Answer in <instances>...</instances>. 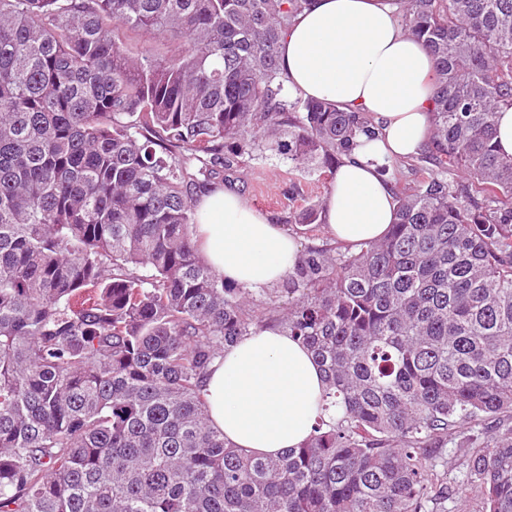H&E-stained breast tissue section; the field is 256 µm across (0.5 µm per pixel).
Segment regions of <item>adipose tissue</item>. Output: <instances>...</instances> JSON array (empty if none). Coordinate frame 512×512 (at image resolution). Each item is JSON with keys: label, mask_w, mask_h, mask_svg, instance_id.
<instances>
[{"label": "adipose tissue", "mask_w": 512, "mask_h": 512, "mask_svg": "<svg viewBox=\"0 0 512 512\" xmlns=\"http://www.w3.org/2000/svg\"><path fill=\"white\" fill-rule=\"evenodd\" d=\"M279 62L293 93L372 120L375 137L337 167L323 215L337 241L384 237L396 220V198L379 169L417 155L428 141L430 52L405 34L394 0H308L281 35ZM194 210L201 256L226 283L274 288L293 267L295 239L236 191L210 186ZM323 387L311 352L286 332L267 329L225 348L210 369L205 398L226 440L275 457L311 436Z\"/></svg>", "instance_id": "adipose-tissue-1"}]
</instances>
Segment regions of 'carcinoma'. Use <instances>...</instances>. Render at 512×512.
Returning a JSON list of instances; mask_svg holds the SVG:
<instances>
[{
	"label": "carcinoma",
	"mask_w": 512,
	"mask_h": 512,
	"mask_svg": "<svg viewBox=\"0 0 512 512\" xmlns=\"http://www.w3.org/2000/svg\"><path fill=\"white\" fill-rule=\"evenodd\" d=\"M398 2L435 60L433 168L383 239L310 243L255 295L199 255L198 193L265 151L322 174L375 135L289 91L307 0H0V512H459L460 485L512 512V0ZM267 327L325 373L280 457L226 441L202 392ZM125 38L134 52L151 49L160 56L170 53L177 46V41L168 35H158L141 31L125 32ZM496 136L497 150L504 156L512 157V107L501 105L496 110Z\"/></svg>",
	"instance_id": "1"
}]
</instances>
